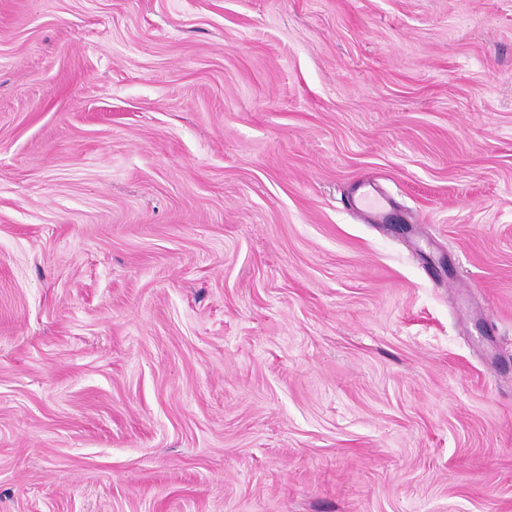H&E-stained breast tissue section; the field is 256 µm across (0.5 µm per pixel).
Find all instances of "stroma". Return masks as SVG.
<instances>
[{"label":"stroma","instance_id":"obj_1","mask_svg":"<svg viewBox=\"0 0 512 512\" xmlns=\"http://www.w3.org/2000/svg\"><path fill=\"white\" fill-rule=\"evenodd\" d=\"M0 512H512V0H0Z\"/></svg>","mask_w":512,"mask_h":512}]
</instances>
